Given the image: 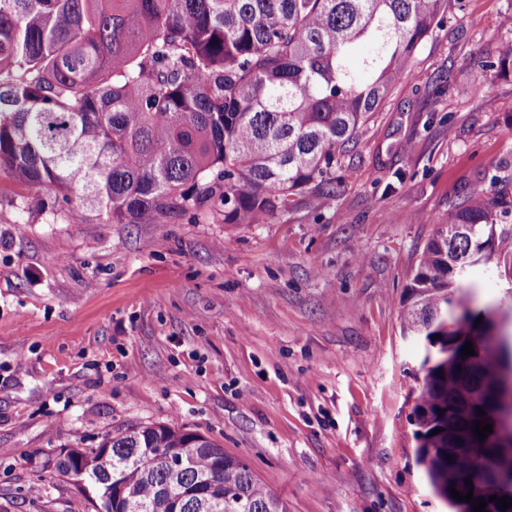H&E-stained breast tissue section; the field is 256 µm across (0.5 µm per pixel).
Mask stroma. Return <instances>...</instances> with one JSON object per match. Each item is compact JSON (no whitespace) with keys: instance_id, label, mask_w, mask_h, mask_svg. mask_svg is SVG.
I'll return each mask as SVG.
<instances>
[{"instance_id":"obj_1","label":"stroma","mask_w":512,"mask_h":512,"mask_svg":"<svg viewBox=\"0 0 512 512\" xmlns=\"http://www.w3.org/2000/svg\"><path fill=\"white\" fill-rule=\"evenodd\" d=\"M511 41L512 0H452L336 193L254 224H101L0 176V512H94L55 460L149 422L220 444L288 512H445L415 460L423 348L401 313L455 205H512V69L478 95L471 62ZM465 282L512 307L502 261Z\"/></svg>"}]
</instances>
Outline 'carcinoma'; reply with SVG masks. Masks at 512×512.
I'll list each match as a JSON object with an SVG mask.
<instances>
[{
  "instance_id": "obj_1",
  "label": "carcinoma",
  "mask_w": 512,
  "mask_h": 512,
  "mask_svg": "<svg viewBox=\"0 0 512 512\" xmlns=\"http://www.w3.org/2000/svg\"><path fill=\"white\" fill-rule=\"evenodd\" d=\"M446 11L448 0H0V175L67 203L80 191L105 224L189 211L254 224L296 191L336 193L340 158ZM500 205L478 192L458 204L402 316L425 349L416 463L452 512V487L512 498L467 486L476 456H448L475 426L465 389L512 365L492 312H459L454 297L458 268L494 253L512 266ZM483 411L506 420L512 402ZM56 470L96 488L95 512H288L244 461L161 423L71 449Z\"/></svg>"
}]
</instances>
